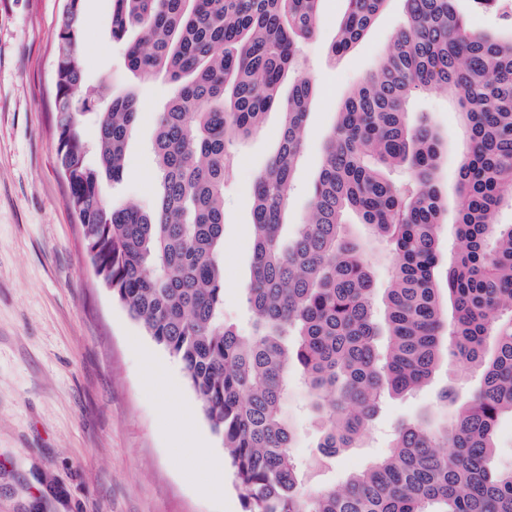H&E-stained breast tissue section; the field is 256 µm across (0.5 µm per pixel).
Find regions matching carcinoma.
Returning <instances> with one entry per match:
<instances>
[{"mask_svg": "<svg viewBox=\"0 0 512 512\" xmlns=\"http://www.w3.org/2000/svg\"><path fill=\"white\" fill-rule=\"evenodd\" d=\"M55 72L57 160L67 204L98 279L146 334L184 367L220 439L244 512H512V469L493 466L499 421L512 418V12L507 36L476 27L457 0H401L404 23L376 68L343 101L327 137L309 210L288 232L292 183L305 147L313 86L300 47L321 23L322 0H113L112 35L131 30L126 64L173 85L156 113V206L115 208L99 195L122 175L140 103L115 98L97 115L99 167L86 159L73 91L83 0H67ZM333 54L350 50L388 0H344ZM288 83V96L281 87ZM442 91L458 112L454 210L458 246L440 264L442 139L410 102ZM281 109L275 152L258 172L252 209L249 331L224 319V189L236 145ZM394 257L383 308L366 245L346 216ZM481 369L443 423L401 424L387 456L340 487L312 489L290 451L284 412L302 383L321 419L328 462L361 442L387 393L428 383L442 361Z\"/></svg>", "mask_w": 512, "mask_h": 512, "instance_id": "1", "label": "carcinoma"}]
</instances>
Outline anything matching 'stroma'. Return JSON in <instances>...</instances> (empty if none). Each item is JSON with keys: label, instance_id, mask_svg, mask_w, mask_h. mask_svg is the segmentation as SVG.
Here are the masks:
<instances>
[{"label": "stroma", "instance_id": "stroma-1", "mask_svg": "<svg viewBox=\"0 0 512 512\" xmlns=\"http://www.w3.org/2000/svg\"><path fill=\"white\" fill-rule=\"evenodd\" d=\"M63 0H0V512H243L232 476L214 496L190 477L193 459L170 431L166 410L194 412L196 440L216 461L224 447L212 433L188 387L183 366L158 346L95 276L80 226L67 205L68 187L56 163L54 70ZM323 21L301 49L316 86L307 121V146L288 210L297 223L308 207L321 148L350 89L374 70L383 46L403 22L390 0L366 37L347 55L331 59L330 45L344 0H323ZM112 0H84L79 39L84 83L76 99H90L93 115L81 128L96 138L95 113L113 98L135 94L142 103L128 142L121 181L101 177L109 205L151 209L158 194L152 153L155 113L171 97L170 83L127 70L124 41L112 36ZM448 142L441 170L455 186L459 127L447 97L417 99ZM281 117L270 110L260 131L238 145L224 191V317L247 328L244 290L252 255L253 182L277 146ZM346 231L368 241L378 292L389 285L391 257L368 226L348 216ZM152 356L167 373L144 377ZM481 372L466 363L441 364L430 383L412 395L385 396L362 445L314 470L320 456V422L303 390L287 405L300 428L294 457L311 468L319 489L341 483L385 455L396 427L429 414L452 417L438 404L444 388L472 392Z\"/></svg>", "mask_w": 512, "mask_h": 512}]
</instances>
